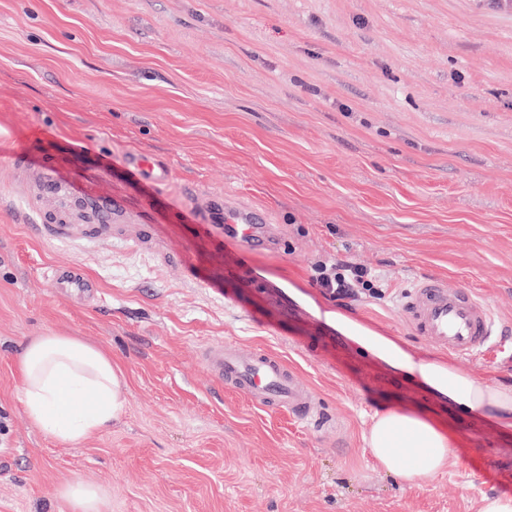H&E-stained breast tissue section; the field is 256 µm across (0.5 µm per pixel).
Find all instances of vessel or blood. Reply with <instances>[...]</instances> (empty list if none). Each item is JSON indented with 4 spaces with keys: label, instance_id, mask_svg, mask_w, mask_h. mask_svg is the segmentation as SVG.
<instances>
[{
    "label": "vessel or blood",
    "instance_id": "obj_1",
    "mask_svg": "<svg viewBox=\"0 0 512 512\" xmlns=\"http://www.w3.org/2000/svg\"><path fill=\"white\" fill-rule=\"evenodd\" d=\"M10 166L17 192L36 215L29 231L37 240L67 243L79 235L90 242L111 245L119 241L134 249L148 242L146 210L132 208L101 188L59 180L52 165L31 161L22 153L14 156ZM116 167L132 175L151 195L171 179L167 164L141 152L126 153L117 166L103 160L99 170L108 179ZM62 195L71 197V207L39 209L38 199ZM190 210L188 221L196 238L224 254L229 265H236L238 253L267 249L275 242L267 225L255 223L250 211L225 203L223 197L197 196ZM48 282L79 295L97 289L94 279L70 267H55ZM403 314L415 335L428 345L462 358L482 356L497 334L488 304L469 289L449 287L441 277L420 278L403 304ZM200 357L215 382L246 395L265 410H286L305 423L328 425L319 400L300 384L281 357L259 348L244 353L230 343L203 346Z\"/></svg>",
    "mask_w": 512,
    "mask_h": 512
}]
</instances>
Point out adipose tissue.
Segmentation results:
<instances>
[{"label":"adipose tissue","mask_w":512,"mask_h":512,"mask_svg":"<svg viewBox=\"0 0 512 512\" xmlns=\"http://www.w3.org/2000/svg\"><path fill=\"white\" fill-rule=\"evenodd\" d=\"M336 321L364 352L418 378L461 411L491 413L512 428V386L475 378L441 359L418 357L397 337L359 319L340 314ZM17 367L29 421L58 441L85 440L124 407L123 372L98 345L58 333L37 336L23 346ZM365 440L385 471L412 485L439 474L451 446L443 427L396 409L376 414Z\"/></svg>","instance_id":"obj_1"}]
</instances>
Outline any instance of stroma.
I'll return each instance as SVG.
<instances>
[{
	"instance_id": "35a3bbf8",
	"label": "stroma",
	"mask_w": 512,
	"mask_h": 512,
	"mask_svg": "<svg viewBox=\"0 0 512 512\" xmlns=\"http://www.w3.org/2000/svg\"><path fill=\"white\" fill-rule=\"evenodd\" d=\"M130 150L173 181L148 202L117 172L113 195L149 203L156 233L217 285L153 244L41 243L0 208V512H70L55 495L66 483L105 489L106 512H480L512 496V428L459 413L335 322L360 318L437 357L401 306L418 278H446L507 332L455 365L512 386V5L0 0V197L14 152L90 175ZM195 191L256 211L275 246L227 269L173 213ZM329 258L375 271L384 298L324 294L312 266ZM63 263L99 294H50ZM50 332L102 347L125 376L122 413L76 445L33 427L21 403L15 361ZM220 343L279 355L336 430L217 386L199 350ZM390 408L452 434L434 480L411 486L374 462L364 436Z\"/></svg>"
}]
</instances>
